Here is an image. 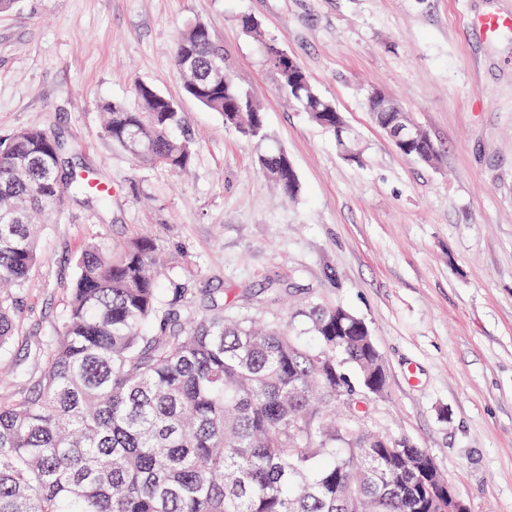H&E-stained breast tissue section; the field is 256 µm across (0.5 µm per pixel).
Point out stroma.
I'll list each match as a JSON object with an SVG mask.
<instances>
[{
  "instance_id": "obj_1",
  "label": "stroma",
  "mask_w": 512,
  "mask_h": 512,
  "mask_svg": "<svg viewBox=\"0 0 512 512\" xmlns=\"http://www.w3.org/2000/svg\"><path fill=\"white\" fill-rule=\"evenodd\" d=\"M489 12L512 14V0H19L0 14V140L36 127L75 143L70 164L111 195L43 224L0 393L40 368L83 246L145 234L197 308L294 332L315 303L362 318L388 380L365 427L426 449L469 512H512V32L470 26ZM244 15L335 103L357 156L287 104ZM194 21L261 106L296 197L185 93L174 46ZM140 83L183 113L186 169L142 164L103 134L101 104L137 108ZM374 88L410 113L437 162L397 151L367 110Z\"/></svg>"
}]
</instances>
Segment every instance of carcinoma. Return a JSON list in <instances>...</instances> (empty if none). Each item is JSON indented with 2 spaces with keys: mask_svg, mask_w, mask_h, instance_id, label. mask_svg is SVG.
<instances>
[{
  "mask_svg": "<svg viewBox=\"0 0 512 512\" xmlns=\"http://www.w3.org/2000/svg\"><path fill=\"white\" fill-rule=\"evenodd\" d=\"M277 85L352 154L335 105L308 76L288 88L283 49L257 21L239 19ZM175 62L186 94L224 115L246 141L265 146L261 172L287 197L299 192L260 105L239 86L222 45L202 22L178 35ZM140 106H105L104 132L145 165L181 171L193 142L175 103L147 84ZM383 129L409 113L367 98ZM66 146L41 128L0 141V353L17 331V306L37 261L35 216L93 197L77 170L57 181ZM401 153L433 164L416 136ZM61 331L42 344L45 364L27 388L0 396V512H439L429 452L394 448L358 421L386 388L364 320L313 306L306 335L258 328L231 311L195 309L196 289L163 281L157 248L137 237L119 249L91 241L76 258ZM353 366L359 385L343 372Z\"/></svg>",
  "mask_w": 512,
  "mask_h": 512,
  "instance_id": "1",
  "label": "carcinoma"
}]
</instances>
